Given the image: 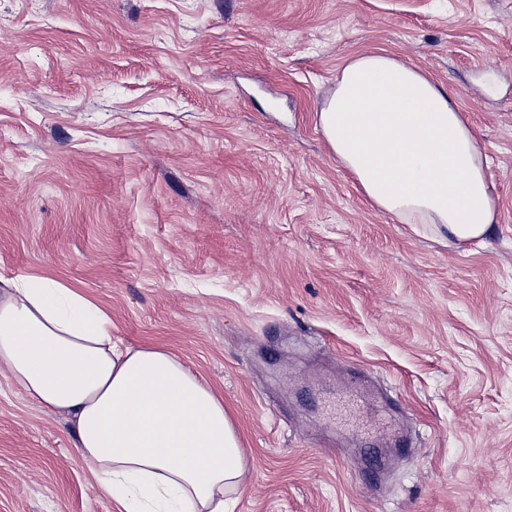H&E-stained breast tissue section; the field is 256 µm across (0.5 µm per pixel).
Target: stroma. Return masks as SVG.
Here are the masks:
<instances>
[{
  "mask_svg": "<svg viewBox=\"0 0 512 512\" xmlns=\"http://www.w3.org/2000/svg\"><path fill=\"white\" fill-rule=\"evenodd\" d=\"M383 49L455 96L496 224L371 207L315 114ZM224 399V512H512V0H0V277ZM0 512H118L0 370Z\"/></svg>",
  "mask_w": 512,
  "mask_h": 512,
  "instance_id": "obj_1",
  "label": "stroma"
}]
</instances>
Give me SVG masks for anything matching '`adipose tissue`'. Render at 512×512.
I'll list each match as a JSON object with an SVG mask.
<instances>
[{"label": "adipose tissue", "mask_w": 512, "mask_h": 512, "mask_svg": "<svg viewBox=\"0 0 512 512\" xmlns=\"http://www.w3.org/2000/svg\"><path fill=\"white\" fill-rule=\"evenodd\" d=\"M316 124L375 209L443 228L453 245L495 222L487 164L458 101L384 50L338 71ZM65 411L98 491L121 512H224L247 472L224 400L165 348L120 346L112 320L46 276L0 277V369Z\"/></svg>", "instance_id": "adipose-tissue-1"}]
</instances>
